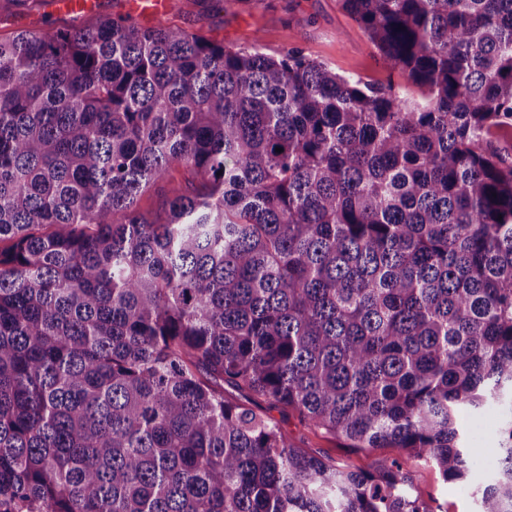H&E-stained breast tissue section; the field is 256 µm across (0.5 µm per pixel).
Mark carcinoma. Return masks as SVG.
<instances>
[{"label": "carcinoma", "instance_id": "1", "mask_svg": "<svg viewBox=\"0 0 512 512\" xmlns=\"http://www.w3.org/2000/svg\"><path fill=\"white\" fill-rule=\"evenodd\" d=\"M341 2L421 99L129 19L0 39V512H431L264 403L458 483L494 415L512 512V0ZM192 182V177L184 169L179 168L174 173V178H163L156 182L146 193H144L138 202L142 212L154 213L161 209L167 197H169L174 186L185 188Z\"/></svg>", "mask_w": 512, "mask_h": 512}]
</instances>
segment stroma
Wrapping results in <instances>:
<instances>
[{"instance_id": "35a3bbf8", "label": "stroma", "mask_w": 512, "mask_h": 512, "mask_svg": "<svg viewBox=\"0 0 512 512\" xmlns=\"http://www.w3.org/2000/svg\"><path fill=\"white\" fill-rule=\"evenodd\" d=\"M56 0H30L28 7L0 10V37L22 29L54 32L90 22V15L57 12ZM144 27H179L198 31L216 42L234 47H258L269 55L293 49L326 64L344 76L367 81L404 85L407 94L415 88L380 56L364 29L341 7L340 0H177L174 9L142 18ZM269 416L303 448L339 464L368 468L374 456L399 458L395 448L377 453L346 447L340 439L314 432L301 424L296 413L272 408ZM471 458L468 483L444 482L432 464L404 462L432 512H476L473 485L493 474L494 423L484 417L465 418Z\"/></svg>"}]
</instances>
